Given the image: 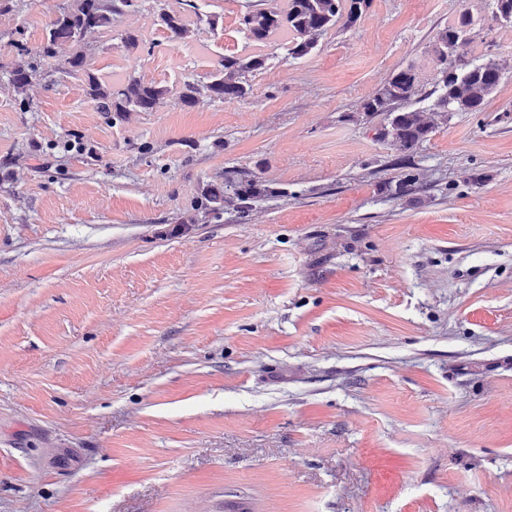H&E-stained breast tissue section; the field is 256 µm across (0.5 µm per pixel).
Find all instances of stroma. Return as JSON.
<instances>
[{"mask_svg":"<svg viewBox=\"0 0 512 512\" xmlns=\"http://www.w3.org/2000/svg\"><path fill=\"white\" fill-rule=\"evenodd\" d=\"M0 13V512H512V24L492 0H372L307 56L199 0L84 39L93 73L175 86L264 55L240 101L98 111L60 46L20 111ZM502 69L402 168L362 104L463 11ZM144 41L127 53L122 37ZM417 184L396 186L406 174ZM257 179L248 211L203 191ZM181 10H174L163 3L159 8L158 19L160 25L167 31L169 42H183L189 34L186 25L187 15L193 13L196 17L200 16L197 0H181Z\"/></svg>","mask_w":512,"mask_h":512,"instance_id":"obj_1","label":"stroma"}]
</instances>
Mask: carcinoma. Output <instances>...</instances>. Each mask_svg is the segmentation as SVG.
Returning <instances> with one entry per match:
<instances>
[{
    "label": "carcinoma",
    "instance_id": "obj_1",
    "mask_svg": "<svg viewBox=\"0 0 512 512\" xmlns=\"http://www.w3.org/2000/svg\"><path fill=\"white\" fill-rule=\"evenodd\" d=\"M138 3L139 0H68L49 20L44 40L34 50L28 47L23 31H17L18 39L14 40L17 60L10 71L12 85L19 90L31 85L40 76L42 62L55 57L59 45L69 43L75 46V51L65 60L67 70L72 75L84 76L86 96L97 104L99 111L110 112L115 119L128 112H150L167 95L187 107L203 97L234 101L248 96L246 74L264 68L262 55L221 56L214 62L208 81L187 80L175 88L147 83L134 75L123 82L100 81L82 50L83 40L87 33L108 27L112 16L136 10ZM369 3L370 0H286L282 9L269 6L248 10L242 17V25L248 39L259 44L278 34H287L288 54L302 58L315 49L317 36L337 23H343L346 28L356 25ZM190 13L201 17L197 0H182L179 10L166 4L159 8L158 19L167 31L169 42H182L188 37L186 22ZM473 25V16L465 11L436 35L432 54L437 96L430 111L439 119L448 118L451 112L483 111L502 79L495 61L471 56ZM417 83L418 75L413 69H401L363 103L365 115H387L388 124L379 136L403 160L410 159L435 129V123L425 121L421 112L406 107ZM268 192L262 182L250 179L238 182L233 195L239 208L246 209Z\"/></svg>",
    "mask_w": 512,
    "mask_h": 512
}]
</instances>
